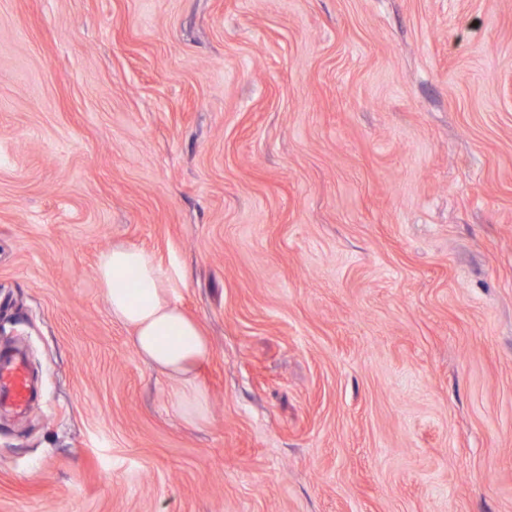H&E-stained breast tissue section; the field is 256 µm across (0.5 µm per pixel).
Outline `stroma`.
Returning a JSON list of instances; mask_svg holds the SVG:
<instances>
[{
    "label": "stroma",
    "mask_w": 512,
    "mask_h": 512,
    "mask_svg": "<svg viewBox=\"0 0 512 512\" xmlns=\"http://www.w3.org/2000/svg\"><path fill=\"white\" fill-rule=\"evenodd\" d=\"M0 346V512H512V0H0ZM96 273L112 318L132 330L131 342L151 367L182 386L177 412L186 422L205 420V392L197 371L210 345L198 323L164 298L166 274L155 258L132 245L103 252ZM1 399L15 409L23 410L28 403V381L24 361L16 355L0 356Z\"/></svg>",
    "instance_id": "35a3bbf8"
}]
</instances>
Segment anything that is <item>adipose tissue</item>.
<instances>
[{
    "instance_id": "1",
    "label": "adipose tissue",
    "mask_w": 512,
    "mask_h": 512,
    "mask_svg": "<svg viewBox=\"0 0 512 512\" xmlns=\"http://www.w3.org/2000/svg\"><path fill=\"white\" fill-rule=\"evenodd\" d=\"M96 273L113 319L131 329L140 357L181 384L179 416L191 424L203 422L205 392L197 371L210 345L198 323L164 298L161 265L138 247L120 245L100 255Z\"/></svg>"
}]
</instances>
